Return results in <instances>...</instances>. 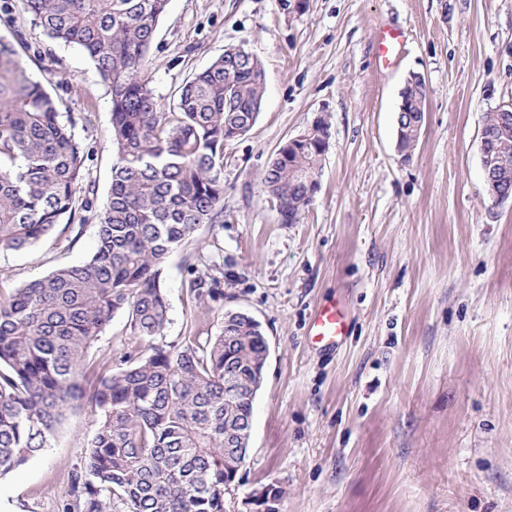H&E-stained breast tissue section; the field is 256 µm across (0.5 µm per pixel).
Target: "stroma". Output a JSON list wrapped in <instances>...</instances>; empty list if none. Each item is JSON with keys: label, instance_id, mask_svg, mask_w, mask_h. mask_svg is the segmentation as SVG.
<instances>
[{"label": "stroma", "instance_id": "obj_1", "mask_svg": "<svg viewBox=\"0 0 512 512\" xmlns=\"http://www.w3.org/2000/svg\"><path fill=\"white\" fill-rule=\"evenodd\" d=\"M383 28L405 33L387 68ZM0 37L75 118L103 206L110 97L87 54L51 41L21 0H0ZM233 46L264 64L260 113L224 147L223 223L201 225L163 274V343L216 335L233 310L269 344L225 512H252L269 485L280 512H512V206H492L479 153L485 114L512 103V0H170L148 70L162 106ZM413 74L426 120L403 161L397 108ZM320 116V189L299 223H280L261 177ZM97 232L91 222L70 247L0 252V295L90 258ZM206 274L222 295L198 303L188 283ZM332 301L349 334L325 349L308 329ZM97 420L89 406L70 415L45 452L1 477L0 512H61Z\"/></svg>", "mask_w": 512, "mask_h": 512}]
</instances>
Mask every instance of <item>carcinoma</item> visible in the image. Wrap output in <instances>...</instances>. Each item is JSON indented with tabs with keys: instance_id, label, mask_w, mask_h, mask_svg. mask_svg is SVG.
<instances>
[{
	"instance_id": "1",
	"label": "carcinoma",
	"mask_w": 512,
	"mask_h": 512,
	"mask_svg": "<svg viewBox=\"0 0 512 512\" xmlns=\"http://www.w3.org/2000/svg\"><path fill=\"white\" fill-rule=\"evenodd\" d=\"M169 0H22L51 39L81 48L108 88L116 146L104 207L94 188L76 203L89 151L74 120L0 38V251H20L57 233L73 245L98 225L92 257L59 267L0 298V476L48 447L67 414L89 403L99 415L82 473L63 512H225L246 449L224 431L253 416L267 360L255 320L226 313L219 333L158 343L169 321L162 272L202 224L224 222V143L246 134L264 95V65L227 52L179 89L166 112L149 81V52ZM497 162L512 171V125ZM320 159L279 149L262 179L290 216L310 203ZM194 299L221 295L220 280L197 277ZM138 353L87 389L91 350L118 314ZM258 512H280L282 491Z\"/></svg>"
}]
</instances>
